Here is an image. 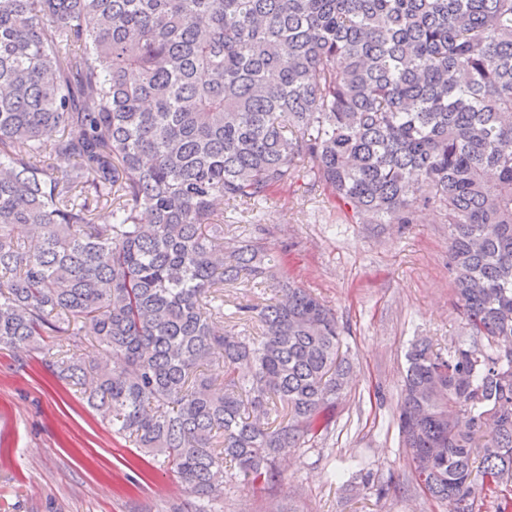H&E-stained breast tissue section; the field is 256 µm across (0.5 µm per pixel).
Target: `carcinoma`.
<instances>
[{"label":"carcinoma","instance_id":"carcinoma-1","mask_svg":"<svg viewBox=\"0 0 512 512\" xmlns=\"http://www.w3.org/2000/svg\"><path fill=\"white\" fill-rule=\"evenodd\" d=\"M301 177L357 224L444 215L469 342L412 345L399 432L448 512H512V0H0V348L58 340L52 375L195 512L279 482L351 372L290 283L240 307L261 335L214 326L276 258L224 255L213 201L258 221Z\"/></svg>","mask_w":512,"mask_h":512}]
</instances>
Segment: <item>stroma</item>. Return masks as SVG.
Returning <instances> with one entry per match:
<instances>
[{"label": "stroma", "mask_w": 512, "mask_h": 512, "mask_svg": "<svg viewBox=\"0 0 512 512\" xmlns=\"http://www.w3.org/2000/svg\"><path fill=\"white\" fill-rule=\"evenodd\" d=\"M225 251L258 238L278 278L332 307L353 370L335 423L289 453L275 486L224 485L219 512H446L413 481L397 425L399 385L412 342L446 349L466 341L448 272V227L432 209L406 226L354 224L324 191L270 195L260 223L247 205L221 201ZM266 284L224 291V329L254 335L238 306L264 303ZM46 348L0 349V512H191L194 498L162 460L115 435L75 387L52 379ZM372 472L363 486L359 474Z\"/></svg>", "instance_id": "obj_1"}]
</instances>
